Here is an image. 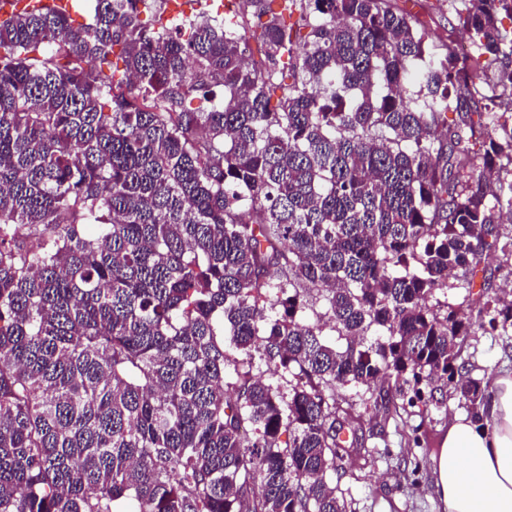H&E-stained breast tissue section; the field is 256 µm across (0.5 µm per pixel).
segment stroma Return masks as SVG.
<instances>
[{"label": "stroma", "mask_w": 512, "mask_h": 512, "mask_svg": "<svg viewBox=\"0 0 512 512\" xmlns=\"http://www.w3.org/2000/svg\"><path fill=\"white\" fill-rule=\"evenodd\" d=\"M511 274L512 262L506 256L498 251L487 253L478 267V286L472 295L475 306L503 294ZM461 358L471 377L492 382L499 370L512 371V336L478 333L469 337ZM430 391L425 415H418L413 407L408 410V425L418 430L416 445H405L394 421L385 422L372 411H363V428L373 431L376 454L370 463L350 468L341 480L352 512H442L430 458L453 414L466 413L467 408L443 382H434Z\"/></svg>", "instance_id": "obj_1"}]
</instances>
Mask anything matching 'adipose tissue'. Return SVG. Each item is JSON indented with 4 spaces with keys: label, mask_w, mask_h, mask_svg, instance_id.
Here are the masks:
<instances>
[{
    "label": "adipose tissue",
    "mask_w": 512,
    "mask_h": 512,
    "mask_svg": "<svg viewBox=\"0 0 512 512\" xmlns=\"http://www.w3.org/2000/svg\"><path fill=\"white\" fill-rule=\"evenodd\" d=\"M485 426L456 415L435 461L444 512H512V371L486 391Z\"/></svg>",
    "instance_id": "ef3b65f1"
}]
</instances>
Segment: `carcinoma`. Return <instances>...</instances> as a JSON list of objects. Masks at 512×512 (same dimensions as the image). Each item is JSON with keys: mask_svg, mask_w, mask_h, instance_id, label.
<instances>
[{"mask_svg": "<svg viewBox=\"0 0 512 512\" xmlns=\"http://www.w3.org/2000/svg\"><path fill=\"white\" fill-rule=\"evenodd\" d=\"M166 2L0 14V512H348L342 388L481 422L461 346L512 336L431 303L512 248V0H436L462 64L397 0ZM428 32L431 39H436L439 36L452 35V38L459 43L460 41H467L469 39L467 36L462 35V31L459 29H452L451 25L448 23V14L445 18L436 17L434 21H430L428 19ZM467 42L459 43L457 48L460 55H465L469 52V44Z\"/></svg>", "mask_w": 512, "mask_h": 512, "instance_id": "carcinoma-1", "label": "carcinoma"}]
</instances>
